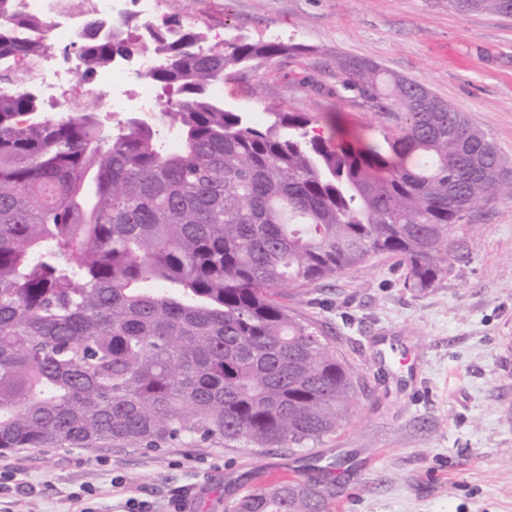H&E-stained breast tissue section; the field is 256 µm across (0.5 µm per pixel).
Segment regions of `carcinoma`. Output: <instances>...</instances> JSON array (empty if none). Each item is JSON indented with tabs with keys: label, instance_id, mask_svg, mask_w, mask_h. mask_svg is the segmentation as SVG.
Wrapping results in <instances>:
<instances>
[{
	"label": "carcinoma",
	"instance_id": "cac0c4a2",
	"mask_svg": "<svg viewBox=\"0 0 512 512\" xmlns=\"http://www.w3.org/2000/svg\"><path fill=\"white\" fill-rule=\"evenodd\" d=\"M512 13V0H450ZM0 0V84L40 52ZM90 21L73 47L87 83L117 56L149 55L145 79L177 98L105 130L99 106L53 119L0 91V453L118 442L293 448L339 430L353 378L314 324L274 300L373 255L398 257L410 288L448 272L452 235L489 193L512 198L497 146L422 85L370 60L342 86L402 113L382 139L324 138L309 112L258 119L210 95L302 51L279 40L207 44L174 11L147 34L133 17ZM181 131L171 151L159 137ZM328 484L257 489L232 512H321Z\"/></svg>",
	"mask_w": 512,
	"mask_h": 512
}]
</instances>
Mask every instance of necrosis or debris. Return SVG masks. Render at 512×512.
<instances>
[{
    "mask_svg": "<svg viewBox=\"0 0 512 512\" xmlns=\"http://www.w3.org/2000/svg\"><path fill=\"white\" fill-rule=\"evenodd\" d=\"M20 12L27 18L44 22L37 36L45 43L43 54L17 69L18 87L34 88L49 109H63L85 98L100 102L112 113H121L129 106L126 86L140 79L151 66L152 59L118 58L97 74L91 86L71 83L70 76L80 68L79 57L66 53V46L85 26L88 18L114 20L135 15L143 24L153 25L159 19L161 0H18Z\"/></svg>",
    "mask_w": 512,
    "mask_h": 512,
    "instance_id": "4bbe7bcc",
    "label": "necrosis or debris"
}]
</instances>
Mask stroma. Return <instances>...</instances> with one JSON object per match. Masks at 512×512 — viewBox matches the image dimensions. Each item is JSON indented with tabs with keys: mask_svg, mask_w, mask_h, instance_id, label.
<instances>
[{
	"mask_svg": "<svg viewBox=\"0 0 512 512\" xmlns=\"http://www.w3.org/2000/svg\"><path fill=\"white\" fill-rule=\"evenodd\" d=\"M208 36L301 44L305 53L225 83L227 105L310 112L367 138L388 113L342 86L336 62L373 60L449 101L512 160V15L448 0H182ZM433 287L376 256L281 300L317 323L355 379L358 405L302 448L129 444L0 453L15 492L0 512H230L278 479L333 481L325 512H512V199L488 195ZM340 468L326 473L325 465Z\"/></svg>",
	"mask_w": 512,
	"mask_h": 512,
	"instance_id": "obj_1",
	"label": "stroma"
}]
</instances>
